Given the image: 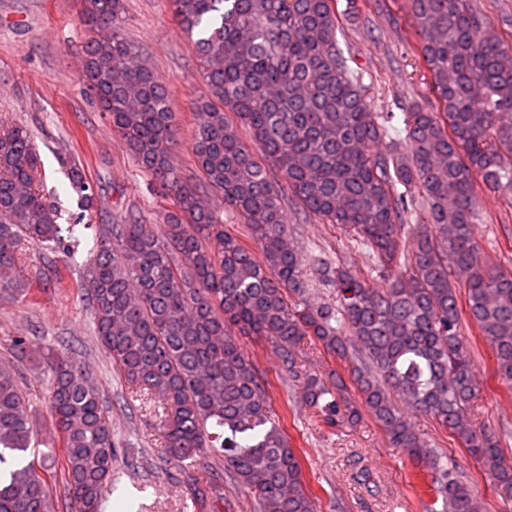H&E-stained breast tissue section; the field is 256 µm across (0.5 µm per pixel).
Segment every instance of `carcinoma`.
Returning a JSON list of instances; mask_svg holds the SVG:
<instances>
[{
  "instance_id": "obj_1",
  "label": "carcinoma",
  "mask_w": 512,
  "mask_h": 512,
  "mask_svg": "<svg viewBox=\"0 0 512 512\" xmlns=\"http://www.w3.org/2000/svg\"><path fill=\"white\" fill-rule=\"evenodd\" d=\"M193 41L209 95L194 103V164L259 244L254 252L172 162L178 125L170 87L136 61L118 26L125 0H89L83 23L112 27L85 45L82 80L137 165L171 199L162 232L130 217L97 227L98 199L71 171L79 220L94 233L82 286L98 343L127 384L153 402L165 455L183 466L195 512L224 496V478L186 461L205 448L254 495V512H319L300 456L273 418L270 383L236 332L268 339L288 379L326 426L354 424L337 372L326 385L300 363L309 339L351 362L350 379L390 444L425 464L440 512H482L454 462L414 431L403 408L436 419L512 500V463L492 434L474 429L476 395L457 288L468 315L512 381V272L483 257L475 239L477 187L512 190V67L470 0H410L415 53L432 77L434 106L403 113L406 155L373 152L395 114L373 112L362 75L341 47L336 0H172ZM250 132L252 151L237 131ZM280 173L274 180L270 168ZM39 159L27 128L0 130V288L20 287L22 244L65 247L59 212L37 188ZM332 224L368 249L383 285L305 256L288 236L283 205ZM432 232L405 242L417 217ZM180 255L184 265L176 264ZM319 288L336 301L311 300ZM51 375L60 468L72 512H102L116 445L98 387L73 355L43 356ZM22 389L0 363V512H49L48 480ZM353 478L371 483L360 454Z\"/></svg>"
}]
</instances>
